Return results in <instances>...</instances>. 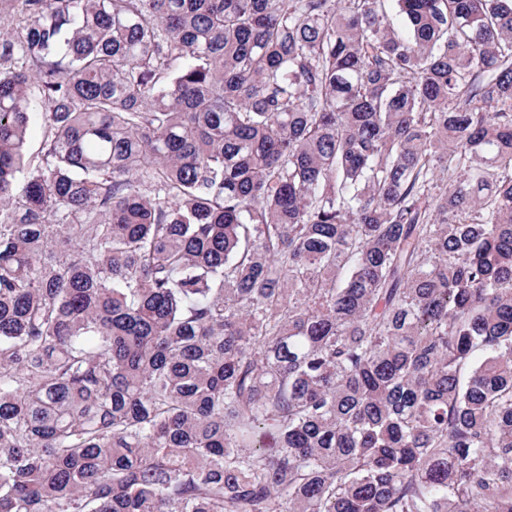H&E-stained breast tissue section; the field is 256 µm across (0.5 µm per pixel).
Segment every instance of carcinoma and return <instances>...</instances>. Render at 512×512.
<instances>
[{"label": "carcinoma", "mask_w": 512, "mask_h": 512, "mask_svg": "<svg viewBox=\"0 0 512 512\" xmlns=\"http://www.w3.org/2000/svg\"><path fill=\"white\" fill-rule=\"evenodd\" d=\"M0 512H512V0H0Z\"/></svg>", "instance_id": "1"}]
</instances>
